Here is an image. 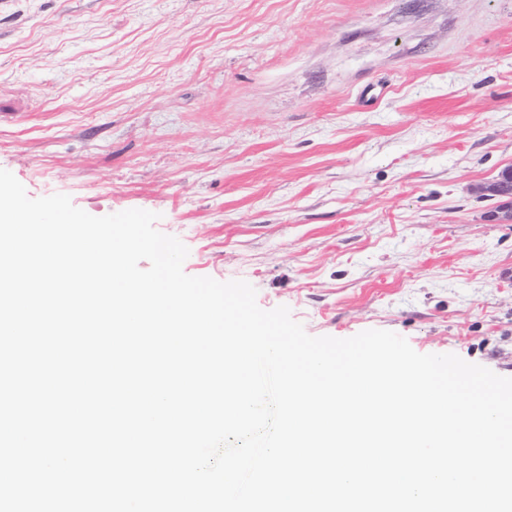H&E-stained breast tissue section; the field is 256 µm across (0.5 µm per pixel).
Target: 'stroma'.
<instances>
[{
  "label": "stroma",
  "instance_id": "stroma-1",
  "mask_svg": "<svg viewBox=\"0 0 512 512\" xmlns=\"http://www.w3.org/2000/svg\"><path fill=\"white\" fill-rule=\"evenodd\" d=\"M509 166L512 0H0V168L312 336L512 377ZM507 170L504 169L503 172ZM483 191L489 197L500 199V206L493 214L495 220L502 223L512 222V170L508 169L492 182L484 186Z\"/></svg>",
  "mask_w": 512,
  "mask_h": 512
}]
</instances>
